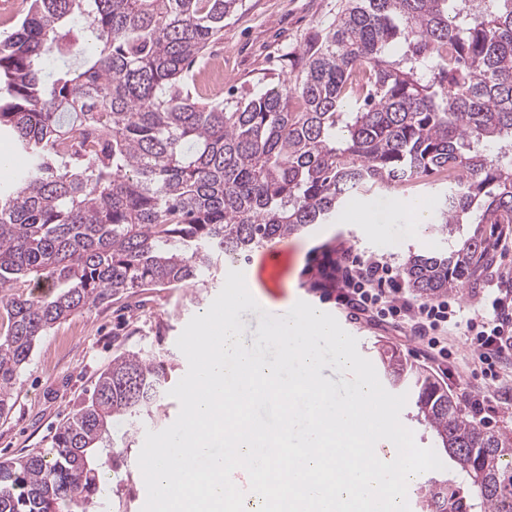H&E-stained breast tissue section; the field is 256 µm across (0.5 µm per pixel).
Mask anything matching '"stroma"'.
<instances>
[{
	"label": "stroma",
	"mask_w": 512,
	"mask_h": 512,
	"mask_svg": "<svg viewBox=\"0 0 512 512\" xmlns=\"http://www.w3.org/2000/svg\"><path fill=\"white\" fill-rule=\"evenodd\" d=\"M345 3L243 0L239 14L225 22L223 40L211 47L212 52L224 55L225 85L258 92L277 82L285 60H297L306 45L319 41ZM339 246L364 259L384 256L401 265L413 252L440 251L446 244L433 237L430 229L414 233L405 224H352L344 218L318 224L307 234L278 241L279 252L271 267L262 264L263 250L252 253L253 295L281 307L287 300H302L346 324V311L312 285L314 269L323 263L328 250ZM490 258V264L477 268L458 294L465 314L478 309L492 273L512 277V245L494 250ZM227 273V267H220L215 284L202 296H195L190 288H160L144 294L140 308L128 309L123 301H115L70 316L43 336L19 377L12 411L0 418V460L49 449L55 428L89 395L98 375L117 353L145 349L168 355L171 379L179 381L188 370V361L176 341L190 319L209 308ZM355 337L359 353L370 360L375 359L379 347L397 349L409 363L449 388L456 402H463L465 390L479 386L466 365L468 349L462 335L450 336L456 357L443 372L429 365L421 343L400 324L380 325L364 319ZM179 411V402L168 396L145 419L140 432L128 436L121 423H113L112 436L124 453L108 472L109 489L99 512H141L147 490L138 456L145 433L167 428Z\"/></svg>",
	"instance_id": "35a3bbf8"
}]
</instances>
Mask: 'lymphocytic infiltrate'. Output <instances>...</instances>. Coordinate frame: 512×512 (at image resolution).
<instances>
[{
	"label": "lymphocytic infiltrate",
	"mask_w": 512,
	"mask_h": 512,
	"mask_svg": "<svg viewBox=\"0 0 512 512\" xmlns=\"http://www.w3.org/2000/svg\"><path fill=\"white\" fill-rule=\"evenodd\" d=\"M319 286L335 297L351 318L369 317L381 323H402L425 342L428 355L447 361L453 356L445 337L460 331L465 338L474 375L495 382L504 355L512 353V278L500 277L482 298L474 315H464L457 299L438 297L418 302L407 298L399 270L385 260L329 262L320 269Z\"/></svg>",
	"instance_id": "obj_1"
}]
</instances>
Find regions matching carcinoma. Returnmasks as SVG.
Segmentation results:
<instances>
[{"label":"carcinoma","instance_id":"carcinoma-1","mask_svg":"<svg viewBox=\"0 0 512 512\" xmlns=\"http://www.w3.org/2000/svg\"><path fill=\"white\" fill-rule=\"evenodd\" d=\"M241 7L29 0L0 36V133L28 157L0 186V417L37 341L70 316L144 288L199 295L224 260L404 177L443 185L431 230L448 248L403 267L422 298L471 276L483 225L512 224V0H348L287 78L203 102L192 69ZM380 362L437 449L465 450L422 508L512 512V435L460 416L397 353ZM167 387L161 355L114 357L49 452L0 462V512H93L121 455L99 446L112 419L138 430Z\"/></svg>","mask_w":512,"mask_h":512}]
</instances>
